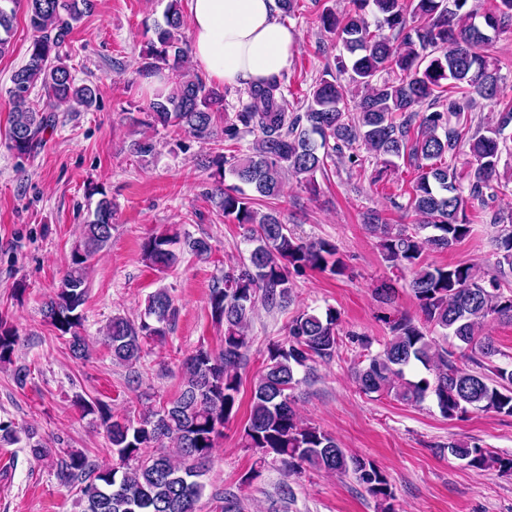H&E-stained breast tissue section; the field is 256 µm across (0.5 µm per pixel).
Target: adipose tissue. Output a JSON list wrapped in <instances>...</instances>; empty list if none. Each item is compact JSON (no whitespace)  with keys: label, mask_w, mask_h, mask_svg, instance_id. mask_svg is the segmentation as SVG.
Instances as JSON below:
<instances>
[{"label":"adipose tissue","mask_w":512,"mask_h":512,"mask_svg":"<svg viewBox=\"0 0 512 512\" xmlns=\"http://www.w3.org/2000/svg\"><path fill=\"white\" fill-rule=\"evenodd\" d=\"M280 14L278 0H189L192 70L231 89L286 75L300 41Z\"/></svg>","instance_id":"adipose-tissue-1"}]
</instances>
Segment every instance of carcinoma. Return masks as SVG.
Here are the masks:
<instances>
[{
  "mask_svg": "<svg viewBox=\"0 0 512 512\" xmlns=\"http://www.w3.org/2000/svg\"><path fill=\"white\" fill-rule=\"evenodd\" d=\"M469 0H349L338 13L318 15L322 29L341 42L349 57L336 58V69L351 71V82L362 89L348 95L325 72L306 93L304 111L288 110L285 78H274L249 91L222 130L214 113L224 107V91L184 71L182 0H168L164 20L137 74L167 70L173 84L148 105L150 126L184 132L203 142L236 145L255 135L247 152L215 147L199 161L213 188L207 199L224 222L245 230L251 244L247 258L224 271L209 290L214 323L224 326L222 347L215 353L201 345L183 361V384L165 405L149 407L136 422L118 419L99 400L79 397L83 414H96L106 432L115 465L97 466L79 450L57 449L34 428L18 431L0 419V441H25L33 458L48 460L57 480L79 486L82 512H196L204 484L200 477L212 457L224 426L239 407L240 373L251 342L257 305L279 306L290 300L294 280L308 271L333 276L348 265L336 244L298 237L274 207L263 212L260 201L275 200L285 180L294 178L308 193H317L316 174L329 164L359 161L365 150L384 165L408 157L418 162L419 175L407 192L404 209L414 213L412 226L386 223L381 214L367 216L379 237L384 262L412 274L410 289L421 319L399 314L387 320L388 336L371 351L367 336L351 335L362 349L354 380L364 394H386L410 405L433 397L443 417L458 418L469 409L512 416V370L497 367L486 373L485 361L498 349L481 335L488 321L512 323V214L494 211L496 273L474 265L442 266L426 261L428 251H447L471 233L467 205L485 210L506 189L499 171L502 132L512 126V100L495 115L487 133L466 131L474 97L500 102L502 77L488 47L512 31V0H495L475 21ZM25 7L32 38L27 60L11 77L6 147L19 158H30L51 127L49 111L56 104L85 109L97 102V90L77 85L62 51L74 28L91 14L95 0H0V55L10 47L13 22ZM374 22L368 21V16ZM46 95L39 110L30 100L35 87ZM468 147L470 169L452 160ZM231 175L235 183L225 184ZM93 219L81 226L58 288L42 309L44 321L64 338L75 359L89 351L83 305L92 259L112 239V199L102 186ZM205 237L176 227L146 238L141 245L145 265L159 273L175 269L184 255H210ZM178 309L166 289L148 295L144 312L135 320L114 316L102 329L112 360L127 366L140 362L145 345L165 339ZM340 317L328 307L323 313L303 310L288 325V339L268 349L266 363L251 388L249 414L243 429L246 447L256 462L272 459L300 473L305 467L353 474L375 499L379 512H393L394 494L388 475L373 461L352 455L331 435L301 421L293 408L300 370L332 358L343 344ZM442 334L434 335L435 330ZM17 331L0 316V367L12 369L14 383L27 384L30 367L15 359ZM448 453L476 470L512 474V457L473 442H448Z\"/></svg>",
  "mask_w": 512,
  "mask_h": 512,
  "instance_id": "cac0c4a2",
  "label": "carcinoma"
}]
</instances>
